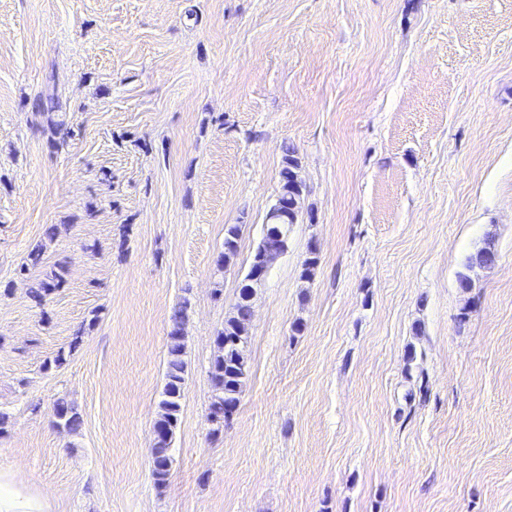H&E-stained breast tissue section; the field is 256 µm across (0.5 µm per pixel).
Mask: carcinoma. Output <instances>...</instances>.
I'll return each mask as SVG.
<instances>
[{
    "label": "carcinoma",
    "mask_w": 512,
    "mask_h": 512,
    "mask_svg": "<svg viewBox=\"0 0 512 512\" xmlns=\"http://www.w3.org/2000/svg\"><path fill=\"white\" fill-rule=\"evenodd\" d=\"M300 160L297 150L292 145L282 147L281 169L277 190V200L284 205L281 214L266 217L265 233L255 249L251 263L255 264L265 256H274L266 249L268 240L273 237L287 236L288 224H296L299 220L301 201L305 195V185L297 179ZM241 225L227 224L224 228V253L222 259L229 264L236 256L239 247ZM496 252L491 244L480 248L475 254L466 258L464 271L458 274L459 287L467 290L472 287L469 272L479 267L490 269L493 266L491 257ZM67 267L63 262L54 264L53 269L29 288V296L38 305L46 302L52 294L59 291L66 283ZM256 283L245 274L241 280L238 293L229 314L224 319V326L215 336L218 354L215 356L209 378L212 397L209 405V420L224 425L237 411L244 386L249 376L246 357L248 343V325L252 319L253 299ZM191 302L188 298L173 309L169 321V346L164 371V385L158 403V418L154 424V442L150 449L152 461V477L156 487L164 486L169 478L172 466V442L179 426L186 386V362L184 337L181 336L186 324ZM84 331L80 330L73 337L68 349H60L53 360L45 363L43 369H58L67 362L80 342ZM54 423L57 427L76 434L82 427L83 419L75 405L64 398L56 400L53 406Z\"/></svg>",
    "instance_id": "1"
}]
</instances>
